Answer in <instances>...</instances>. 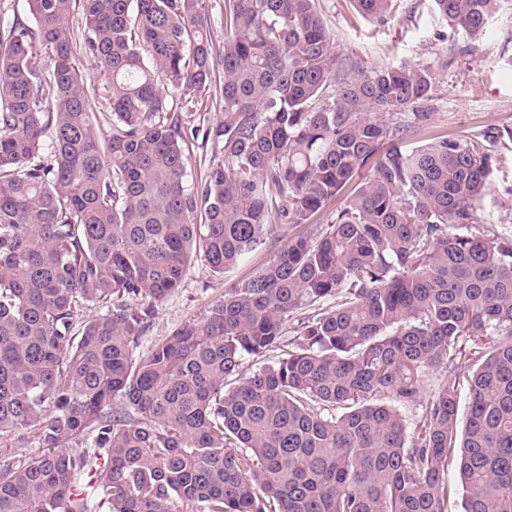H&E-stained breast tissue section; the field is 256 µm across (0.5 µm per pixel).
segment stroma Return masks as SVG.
Segmentation results:
<instances>
[{
    "mask_svg": "<svg viewBox=\"0 0 512 512\" xmlns=\"http://www.w3.org/2000/svg\"><path fill=\"white\" fill-rule=\"evenodd\" d=\"M318 6L335 35L336 54L362 60L368 69L402 62L430 67L434 85L429 98L387 119L413 126L405 142L409 148L440 136H486L499 168L490 195L477 211V227L489 236L512 233V0H499L486 35L476 40L439 19L432 0H400L396 15L382 24L362 16L350 0H319ZM331 220L327 212L297 230L276 228L260 248L221 275L192 262L181 287L157 304L142 348L200 319L223 299L226 288L255 275L295 233L318 236Z\"/></svg>",
    "mask_w": 512,
    "mask_h": 512,
    "instance_id": "35a3bbf8",
    "label": "stroma"
}]
</instances>
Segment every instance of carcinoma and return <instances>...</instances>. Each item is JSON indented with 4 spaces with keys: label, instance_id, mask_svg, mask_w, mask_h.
<instances>
[{
    "label": "carcinoma",
    "instance_id": "obj_1",
    "mask_svg": "<svg viewBox=\"0 0 512 512\" xmlns=\"http://www.w3.org/2000/svg\"><path fill=\"white\" fill-rule=\"evenodd\" d=\"M27 2L35 27L0 26V448L35 451L0 469V512H448L453 467L464 512H512V236L474 227L496 157L475 137L404 150L413 126L383 119L433 74L338 56L317 0H224L221 49L207 0ZM433 2L476 39L498 0ZM199 137L221 161L191 186ZM351 183L318 238L133 358L193 258L222 274ZM431 369L448 380L409 432L380 396L414 401ZM217 73L216 81H213L208 96L209 108L206 112H199L197 114V122L201 120V125L204 127H216L222 121V99H221V86L222 76Z\"/></svg>",
    "mask_w": 512,
    "mask_h": 512
}]
</instances>
